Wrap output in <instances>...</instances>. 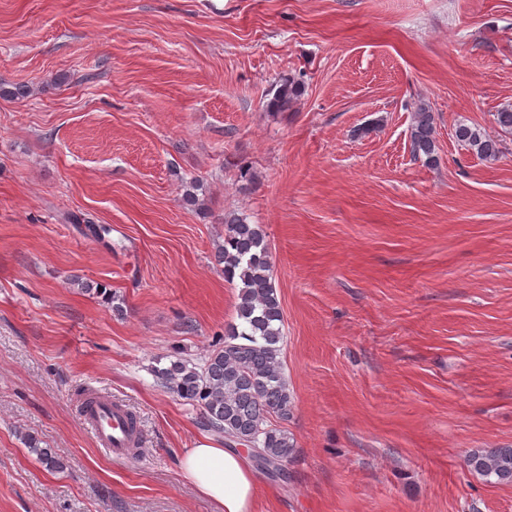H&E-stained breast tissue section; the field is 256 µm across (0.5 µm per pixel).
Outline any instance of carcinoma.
<instances>
[{"label": "carcinoma", "instance_id": "obj_1", "mask_svg": "<svg viewBox=\"0 0 512 512\" xmlns=\"http://www.w3.org/2000/svg\"><path fill=\"white\" fill-rule=\"evenodd\" d=\"M301 94V84L288 80L277 87L267 109L286 111ZM410 137L415 157L428 165L437 162L434 117L427 108L415 112ZM454 138L483 160L499 158L498 141L473 125L458 123ZM215 254L224 265V279L238 285L237 322L225 330L224 345L202 363L177 359L152 367V372L166 389L200 409L207 430L249 451L254 445L260 448L263 464L256 468L273 478L292 461L296 445L271 422L273 417L290 418L294 399L284 375V317L263 226L235 214L224 216V238ZM26 444L49 470L66 468L63 457L39 447L35 438L27 437ZM465 463L489 481L512 482L511 446L471 451Z\"/></svg>", "mask_w": 512, "mask_h": 512}]
</instances>
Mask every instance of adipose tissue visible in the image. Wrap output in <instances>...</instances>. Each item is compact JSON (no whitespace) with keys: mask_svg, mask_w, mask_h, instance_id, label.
<instances>
[{"mask_svg":"<svg viewBox=\"0 0 512 512\" xmlns=\"http://www.w3.org/2000/svg\"><path fill=\"white\" fill-rule=\"evenodd\" d=\"M185 479L217 512H253L256 483L250 462L237 449L201 444L180 460Z\"/></svg>","mask_w":512,"mask_h":512,"instance_id":"adipose-tissue-1","label":"adipose tissue"}]
</instances>
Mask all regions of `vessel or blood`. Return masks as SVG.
Instances as JSON below:
<instances>
[{
    "label": "vessel or blood",
    "mask_w": 512,
    "mask_h": 512,
    "mask_svg": "<svg viewBox=\"0 0 512 512\" xmlns=\"http://www.w3.org/2000/svg\"><path fill=\"white\" fill-rule=\"evenodd\" d=\"M82 418L98 446L112 459L130 454V421L119 403L104 397L91 399L82 408Z\"/></svg>",
    "instance_id": "1"
}]
</instances>
